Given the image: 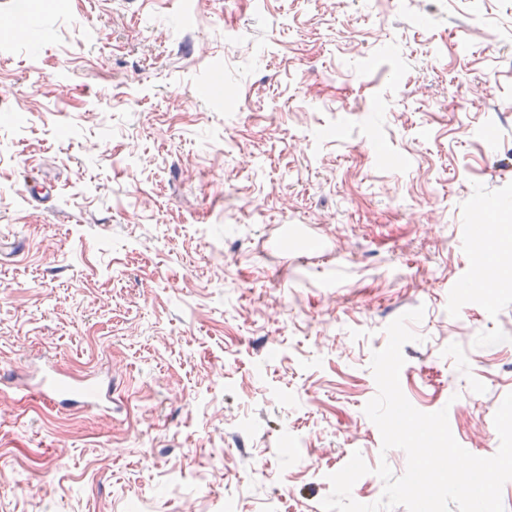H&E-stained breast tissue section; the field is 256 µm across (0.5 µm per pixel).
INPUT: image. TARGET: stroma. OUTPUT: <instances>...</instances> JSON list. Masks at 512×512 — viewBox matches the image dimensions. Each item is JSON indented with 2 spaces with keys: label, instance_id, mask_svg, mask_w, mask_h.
Listing matches in <instances>:
<instances>
[{
  "label": "stroma",
  "instance_id": "obj_1",
  "mask_svg": "<svg viewBox=\"0 0 512 512\" xmlns=\"http://www.w3.org/2000/svg\"><path fill=\"white\" fill-rule=\"evenodd\" d=\"M0 512H310L385 327L489 457L512 392V0H0ZM36 180H25L26 170ZM486 224V234L474 226ZM55 357L108 414L24 391Z\"/></svg>",
  "mask_w": 512,
  "mask_h": 512
}]
</instances>
